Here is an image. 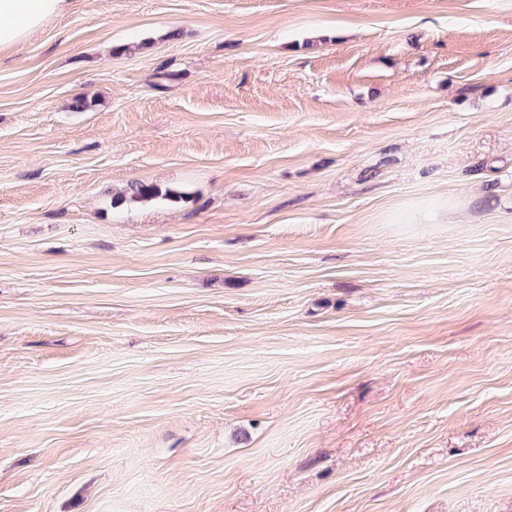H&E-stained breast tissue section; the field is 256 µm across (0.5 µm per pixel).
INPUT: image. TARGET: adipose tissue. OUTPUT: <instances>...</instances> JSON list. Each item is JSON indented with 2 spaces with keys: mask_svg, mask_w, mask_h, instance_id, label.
I'll list each match as a JSON object with an SVG mask.
<instances>
[{
  "mask_svg": "<svg viewBox=\"0 0 512 512\" xmlns=\"http://www.w3.org/2000/svg\"><path fill=\"white\" fill-rule=\"evenodd\" d=\"M67 4L68 0H0V49L22 43Z\"/></svg>",
  "mask_w": 512,
  "mask_h": 512,
  "instance_id": "1",
  "label": "adipose tissue"
}]
</instances>
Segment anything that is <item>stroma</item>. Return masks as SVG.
<instances>
[{"instance_id": "stroma-1", "label": "stroma", "mask_w": 512, "mask_h": 512, "mask_svg": "<svg viewBox=\"0 0 512 512\" xmlns=\"http://www.w3.org/2000/svg\"><path fill=\"white\" fill-rule=\"evenodd\" d=\"M0 512H512V0L0 50Z\"/></svg>"}]
</instances>
